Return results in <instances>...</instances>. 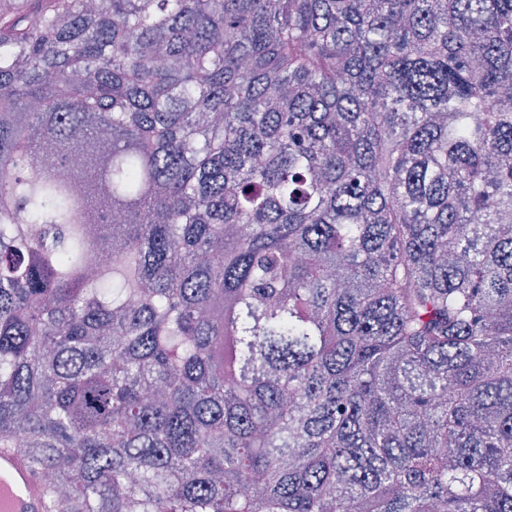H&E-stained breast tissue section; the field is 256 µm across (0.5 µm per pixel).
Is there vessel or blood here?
I'll return each instance as SVG.
<instances>
[{
	"label": "vessel or blood",
	"mask_w": 512,
	"mask_h": 512,
	"mask_svg": "<svg viewBox=\"0 0 512 512\" xmlns=\"http://www.w3.org/2000/svg\"><path fill=\"white\" fill-rule=\"evenodd\" d=\"M0 512H50L39 476L11 448H0Z\"/></svg>",
	"instance_id": "vessel-or-blood-1"
}]
</instances>
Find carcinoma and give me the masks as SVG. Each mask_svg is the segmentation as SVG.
<instances>
[{
    "instance_id": "cac0c4a2",
    "label": "carcinoma",
    "mask_w": 512,
    "mask_h": 512,
    "mask_svg": "<svg viewBox=\"0 0 512 512\" xmlns=\"http://www.w3.org/2000/svg\"><path fill=\"white\" fill-rule=\"evenodd\" d=\"M20 435L54 512H512V0H0Z\"/></svg>"
}]
</instances>
